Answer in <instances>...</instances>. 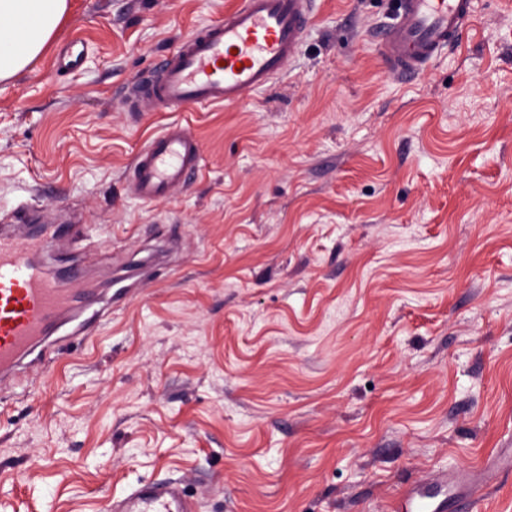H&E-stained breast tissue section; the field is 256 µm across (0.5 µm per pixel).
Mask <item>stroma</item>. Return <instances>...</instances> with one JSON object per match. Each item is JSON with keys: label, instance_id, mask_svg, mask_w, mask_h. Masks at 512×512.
Instances as JSON below:
<instances>
[{"label": "stroma", "instance_id": "obj_1", "mask_svg": "<svg viewBox=\"0 0 512 512\" xmlns=\"http://www.w3.org/2000/svg\"><path fill=\"white\" fill-rule=\"evenodd\" d=\"M239 2L70 0L0 81V224L81 225L37 259L102 300L0 389V512H103L165 479L200 512H393L428 473L512 453V0H475L409 81L374 44L390 0H313L267 87L133 111ZM175 120L200 172L141 202L126 172ZM109 270L131 303L106 305Z\"/></svg>", "mask_w": 512, "mask_h": 512}]
</instances>
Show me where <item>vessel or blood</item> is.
<instances>
[{"instance_id":"vessel-or-blood-1","label":"vessel or blood","mask_w":512,"mask_h":512,"mask_svg":"<svg viewBox=\"0 0 512 512\" xmlns=\"http://www.w3.org/2000/svg\"><path fill=\"white\" fill-rule=\"evenodd\" d=\"M474 0H394L391 21L377 34L385 71L409 78L424 71L470 23ZM312 0H240L223 20L183 39L159 72L132 89L146 109L177 112L209 103L232 105L281 74L313 23ZM200 146L180 122L167 125L140 150L128 188L152 203L171 196L198 172ZM38 244L23 224L0 232V381L67 315L85 310L84 293L61 287L33 262ZM500 466L426 475L405 492L407 512H482L479 489ZM105 512H194L180 483L150 482L109 499Z\"/></svg>"}]
</instances>
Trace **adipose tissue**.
I'll use <instances>...</instances> for the list:
<instances>
[{"instance_id": "obj_1", "label": "adipose tissue", "mask_w": 512, "mask_h": 512, "mask_svg": "<svg viewBox=\"0 0 512 512\" xmlns=\"http://www.w3.org/2000/svg\"><path fill=\"white\" fill-rule=\"evenodd\" d=\"M69 8V0H0V80L30 68Z\"/></svg>"}]
</instances>
